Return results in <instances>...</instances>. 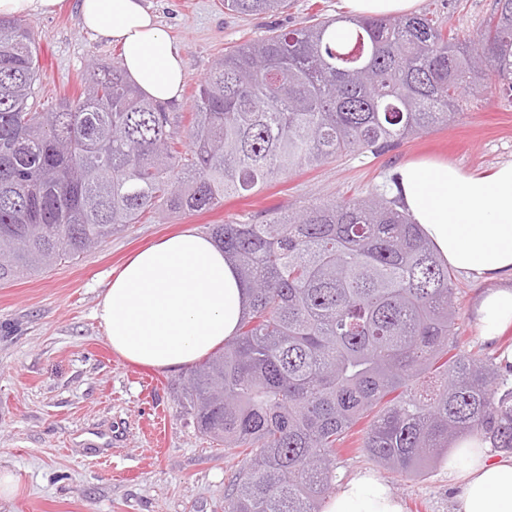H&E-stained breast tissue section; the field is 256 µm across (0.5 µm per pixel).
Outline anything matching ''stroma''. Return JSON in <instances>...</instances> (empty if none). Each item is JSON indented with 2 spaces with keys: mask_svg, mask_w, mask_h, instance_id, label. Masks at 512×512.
Here are the masks:
<instances>
[{
  "mask_svg": "<svg viewBox=\"0 0 512 512\" xmlns=\"http://www.w3.org/2000/svg\"><path fill=\"white\" fill-rule=\"evenodd\" d=\"M185 60L187 79L174 111L194 110L199 85L229 47L271 29H293L314 17H339L343 0H288L284 12L237 16L224 0H148ZM495 11V0H420L417 14L476 38ZM38 47L34 110L83 90L91 65L119 63L120 50L84 32L76 14L27 17ZM438 158L464 171L487 174L512 160V92L493 84L468 101L448 125L416 134L379 154H347L278 178L257 192L225 198L200 213L139 223L112 235L77 263L21 275L0 287V471L18 489L0 500V512H224L243 461L235 450L201 436L181 407L185 369L152 370L119 355L95 316L112 270L134 252L187 230L248 223L273 207L296 208L321 198L390 195L396 167ZM456 333L460 347L495 355L482 340L474 307L485 283L459 272ZM351 436L336 456V475L376 470L407 512H452V492L442 464L406 480L375 468Z\"/></svg>",
  "mask_w": 512,
  "mask_h": 512,
  "instance_id": "obj_1",
  "label": "stroma"
}]
</instances>
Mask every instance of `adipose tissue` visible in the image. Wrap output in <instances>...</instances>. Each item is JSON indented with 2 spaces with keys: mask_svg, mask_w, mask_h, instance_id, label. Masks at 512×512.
<instances>
[{
  "mask_svg": "<svg viewBox=\"0 0 512 512\" xmlns=\"http://www.w3.org/2000/svg\"><path fill=\"white\" fill-rule=\"evenodd\" d=\"M84 31L121 49V66L146 97L175 101L184 60L144 0H79ZM396 189L454 269L491 282L476 308L479 334L494 341L512 327V161L488 175L455 164L416 160L398 169ZM249 290L211 238L193 231L168 237L131 256L104 289L96 317L112 350L126 361L175 369L236 336ZM457 488L452 512H512V456L465 436L445 464ZM322 512H406L373 472L340 480Z\"/></svg>",
  "mask_w": 512,
  "mask_h": 512,
  "instance_id": "adipose-tissue-1",
  "label": "adipose tissue"
}]
</instances>
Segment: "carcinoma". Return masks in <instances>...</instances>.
Returning <instances> with one entry per match:
<instances>
[{
    "mask_svg": "<svg viewBox=\"0 0 512 512\" xmlns=\"http://www.w3.org/2000/svg\"><path fill=\"white\" fill-rule=\"evenodd\" d=\"M286 0H224L234 15ZM271 31L224 53L192 119L142 96L120 66L32 108L30 28L0 17V284L78 260L149 211L209 210L297 169L379 154L453 120L486 69L512 92V0L467 43L422 16ZM250 292L233 339L191 370L181 404L200 434L240 449L224 512H321L337 446L416 478L464 435L512 453V387L460 348L457 288L418 224L382 194L211 224Z\"/></svg>",
    "mask_w": 512,
    "mask_h": 512,
    "instance_id": "cac0c4a2",
    "label": "carcinoma"
}]
</instances>
